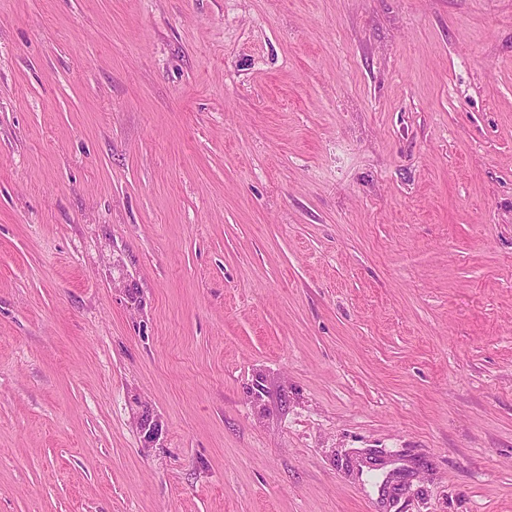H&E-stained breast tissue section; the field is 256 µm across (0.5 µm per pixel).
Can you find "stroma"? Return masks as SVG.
Instances as JSON below:
<instances>
[{"instance_id":"1","label":"stroma","mask_w":512,"mask_h":512,"mask_svg":"<svg viewBox=\"0 0 512 512\" xmlns=\"http://www.w3.org/2000/svg\"><path fill=\"white\" fill-rule=\"evenodd\" d=\"M0 512H512V0H0Z\"/></svg>"}]
</instances>
